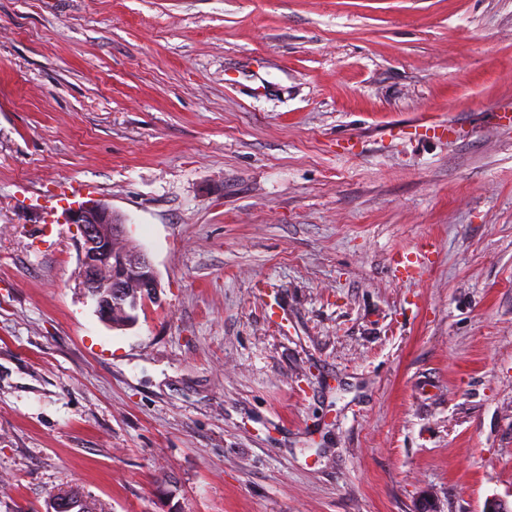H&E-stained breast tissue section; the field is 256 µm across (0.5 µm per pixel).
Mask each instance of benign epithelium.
Wrapping results in <instances>:
<instances>
[{
	"label": "benign epithelium",
	"mask_w": 512,
	"mask_h": 512,
	"mask_svg": "<svg viewBox=\"0 0 512 512\" xmlns=\"http://www.w3.org/2000/svg\"><path fill=\"white\" fill-rule=\"evenodd\" d=\"M64 220L81 233L82 288L94 299L100 319L110 325L116 312L124 317V326L132 325L138 307L157 298L158 280L146 253L113 251L112 240L125 235V224L105 204H79Z\"/></svg>",
	"instance_id": "7a95c632"
}]
</instances>
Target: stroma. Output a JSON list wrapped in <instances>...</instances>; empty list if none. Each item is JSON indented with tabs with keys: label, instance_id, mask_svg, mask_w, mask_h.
Returning a JSON list of instances; mask_svg holds the SVG:
<instances>
[{
	"label": "stroma",
	"instance_id": "1",
	"mask_svg": "<svg viewBox=\"0 0 512 512\" xmlns=\"http://www.w3.org/2000/svg\"><path fill=\"white\" fill-rule=\"evenodd\" d=\"M91 199L159 281L123 330ZM3 479L0 512L511 501L512 0H0ZM66 224H73L81 233L78 241L79 261L82 271V288L96 303L102 321L112 326L124 317V326L132 325L133 314L146 300L157 298L158 280L152 264L142 250L129 238H124L123 220L105 204H78L64 217ZM123 236V237H122ZM114 237H121L115 239ZM128 288H140L132 295ZM47 512H100L95 503L88 500L78 488L60 490L48 504Z\"/></svg>",
	"mask_w": 512,
	"mask_h": 512
}]
</instances>
